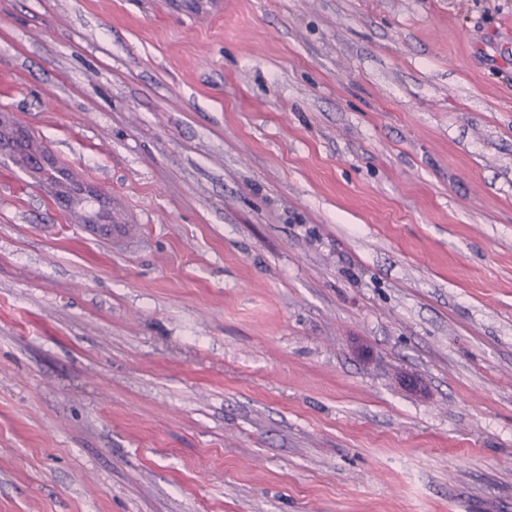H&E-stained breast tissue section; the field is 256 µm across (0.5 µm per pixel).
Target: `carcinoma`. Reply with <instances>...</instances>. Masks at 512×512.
Returning <instances> with one entry per match:
<instances>
[{
    "mask_svg": "<svg viewBox=\"0 0 512 512\" xmlns=\"http://www.w3.org/2000/svg\"><path fill=\"white\" fill-rule=\"evenodd\" d=\"M31 141L32 136L21 134L13 126L0 132V143L11 146L10 158L20 168L28 167ZM37 176L58 188V196L66 200L68 208L83 211L86 223H112V213L106 205L105 197L76 182L66 168L56 163L51 154L44 155Z\"/></svg>",
    "mask_w": 512,
    "mask_h": 512,
    "instance_id": "cac0c4a2",
    "label": "carcinoma"
}]
</instances>
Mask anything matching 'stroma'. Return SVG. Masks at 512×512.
Wrapping results in <instances>:
<instances>
[{
    "mask_svg": "<svg viewBox=\"0 0 512 512\" xmlns=\"http://www.w3.org/2000/svg\"><path fill=\"white\" fill-rule=\"evenodd\" d=\"M0 512H512V0H0ZM8 124L10 128L5 125V129L2 131L0 120V143L4 142L11 146L10 158L16 166L28 168L29 157H31L29 170L34 172V169L38 168L36 175L41 181L48 182L58 188V196L66 200L67 208L83 211L87 224H112V213L101 193L87 189L76 182L66 168L56 163L50 153L44 154V162L39 166L45 148L41 147L39 151L30 156V142L34 140L33 136L22 135L13 127L10 121H8ZM89 200L96 203L97 208L90 211L86 210L85 204Z\"/></svg>",
    "mask_w": 512,
    "mask_h": 512,
    "instance_id": "35a3bbf8",
    "label": "stroma"
}]
</instances>
